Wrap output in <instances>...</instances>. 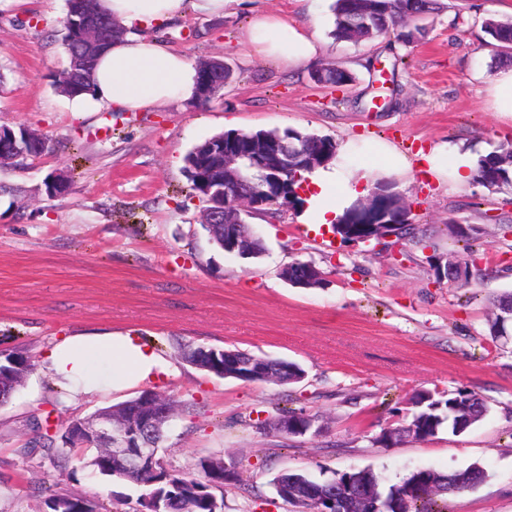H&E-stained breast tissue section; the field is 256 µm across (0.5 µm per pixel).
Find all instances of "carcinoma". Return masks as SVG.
Listing matches in <instances>:
<instances>
[{
  "instance_id": "1",
  "label": "carcinoma",
  "mask_w": 512,
  "mask_h": 512,
  "mask_svg": "<svg viewBox=\"0 0 512 512\" xmlns=\"http://www.w3.org/2000/svg\"><path fill=\"white\" fill-rule=\"evenodd\" d=\"M439 0H335L332 11L334 28L332 36L339 41H361L391 36L396 42L409 47L427 31L425 20L428 15L440 9ZM97 19L102 30L117 37L122 29L114 26L111 16L100 10L97 0H69L68 12L63 20L64 45L71 65L59 79L58 89L64 95L74 98L91 92L92 77L99 53L90 54L78 43L77 31L82 23V14ZM484 32L491 39L501 55L512 58V21L486 19L483 22ZM313 80L322 85L342 87L353 81L352 74L334 67H324L312 74ZM281 138L300 145H305L313 152H319L326 145H333V139L314 133L286 128L277 132ZM53 150L51 140L44 141L40 146L28 151L11 164L15 169H22L27 161L35 156H44ZM309 170L298 168L280 174L281 194L288 201L297 199L295 189L305 180ZM475 181L491 191H499L504 187H512V143H502L495 150L478 157L474 173ZM352 208H346L337 218L334 231L344 240H357L372 233L369 224H347ZM404 211L400 193L394 190L390 180H380L374 187V201L371 213L388 214L392 217ZM448 236L465 243L469 255L473 256L484 246L480 231L474 225H445ZM210 240L218 245L239 243L246 257L257 258L265 250L262 240L246 231L237 224H218L206 228ZM239 250V251H241ZM234 251V254H239ZM448 265L437 271L438 278L450 281L469 283L473 272L469 264L455 252L450 251L443 256ZM288 280L304 287L316 288L322 285L323 272L315 265L294 262L288 265ZM496 310L495 317L488 320V335L491 340L498 341L508 334L507 325L512 322V293H504L492 299ZM185 362L196 368L218 377L234 378L243 382H267L287 385L301 382L305 370L297 363L280 358L257 356L248 352L236 351L235 356H224V350L201 345L185 344L180 350ZM6 359L12 361V369L25 376L35 368L33 358L23 350L7 351ZM408 415L395 427L389 428L379 436L377 442L389 446L398 439L407 436L415 440H429L441 430L446 429L454 435L471 430L488 412L486 401L476 392L459 390L448 398L438 397L428 390L415 392L407 400ZM288 420L299 430L278 433L284 438L304 436L312 430L308 429L314 417L304 410L292 407H279L275 414L259 422L261 427L276 430L277 425ZM312 432L319 433L320 428ZM100 475L116 477L135 482L144 487L137 499L143 512H184L186 503L193 505L194 512H224V498L217 497L216 492H224V486H238L241 483L237 463H224L221 457H206L198 460L196 472L180 473L167 468L161 457L156 463L145 468L138 474L131 475L108 461L100 450H95L89 461ZM362 477L366 482L378 487V493L386 507L394 512H449L448 497H457L470 492L487 479L486 471L477 464L454 471H437L421 468L411 472L399 484L382 485L380 478L370 468H351L336 472L328 480H318L310 474L298 470L286 469L274 476L272 484L279 498L297 508V512H318L317 504L310 501L306 490L321 487L337 498L343 512L359 510L357 488L342 483L343 476ZM49 491L44 504L58 512H72L80 503L96 504L79 493L60 492L46 487Z\"/></svg>"
}]
</instances>
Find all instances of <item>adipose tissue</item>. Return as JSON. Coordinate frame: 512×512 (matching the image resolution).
Here are the masks:
<instances>
[{
    "label": "adipose tissue",
    "mask_w": 512,
    "mask_h": 512,
    "mask_svg": "<svg viewBox=\"0 0 512 512\" xmlns=\"http://www.w3.org/2000/svg\"><path fill=\"white\" fill-rule=\"evenodd\" d=\"M230 0H101L124 28L100 55L95 71L94 96L104 104L128 111L163 107L197 98V70L177 50L151 36L153 28L196 11L223 16ZM257 56L284 66L314 60L323 50L318 32L277 14L256 16L243 34ZM436 179L468 185L475 163L466 152L453 164H444L440 148L423 154ZM407 158L387 142L338 146L335 160L314 170L308 179L312 221L331 224L347 207L367 193L376 179L410 173ZM40 363L54 379L64 382L74 398L83 399L106 389H124L155 379L168 364L138 336L109 332L65 338L43 353Z\"/></svg>",
    "instance_id": "adipose-tissue-1"
}]
</instances>
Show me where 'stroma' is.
Wrapping results in <instances>:
<instances>
[{
	"mask_svg": "<svg viewBox=\"0 0 512 512\" xmlns=\"http://www.w3.org/2000/svg\"><path fill=\"white\" fill-rule=\"evenodd\" d=\"M333 2L237 0L220 19L188 12L158 36L190 61L224 60L234 81L206 103L119 112L57 88L68 62V0H0V124L28 125L55 145L23 169L0 167V350L23 347L37 358L76 334L140 336L169 364L149 390L197 404L169 423V468L190 472L208 456L239 463L245 487L225 489L224 512H292L272 485L284 469L328 479L368 467L390 485L418 468L474 463L488 478L457 498L454 512H512V335L493 342L486 334L487 296L512 290V190L456 189L419 171L398 176L396 189L415 203L416 239L346 241L313 229L302 208L249 216L265 252L247 260L209 240L202 205L189 195L185 156L224 132L291 127L339 144L387 141L410 155L441 145L477 157L512 141V120L488 108L486 87L505 62L482 29L486 18L512 19V0H446L411 47L334 40ZM262 12L317 21L323 54L296 68L252 55L241 35ZM328 65L352 72L353 82L315 83L313 72ZM378 95L389 108L373 105ZM58 172L71 181L52 197L46 185ZM451 219L480 227L487 245L474 257L485 276L464 288L438 282L434 269L436 257L461 248L445 231ZM294 262L322 269V287L285 282ZM188 343L293 361L306 377L289 387L219 378L179 357ZM51 384L34 370L0 406V512H43L48 482L108 512L120 499L133 512L138 485L104 478L73 455L59 466L61 449L28 442L32 419L58 434L67 419L137 388L75 402ZM418 389L470 390L489 411L458 436L376 443ZM288 395L317 417L319 434L284 443L257 428Z\"/></svg>",
	"mask_w": 512,
	"mask_h": 512,
	"instance_id": "stroma-1",
	"label": "stroma"
}]
</instances>
